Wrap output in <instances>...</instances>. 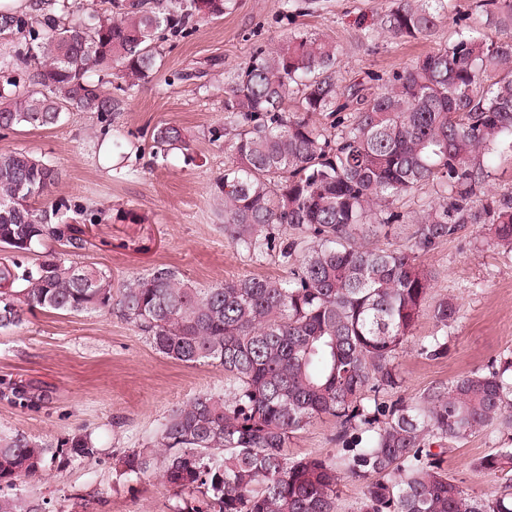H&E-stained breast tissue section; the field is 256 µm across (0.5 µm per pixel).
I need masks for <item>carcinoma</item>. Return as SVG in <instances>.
Here are the masks:
<instances>
[{"label":"carcinoma","instance_id":"1","mask_svg":"<svg viewBox=\"0 0 512 512\" xmlns=\"http://www.w3.org/2000/svg\"><path fill=\"white\" fill-rule=\"evenodd\" d=\"M228 0H120L77 19L59 0L39 14L0 13V35L17 44L0 56V129L50 128L70 112L96 118L112 134L123 91L160 69L167 37L194 22L220 18ZM450 0H393L380 19L390 40H427L448 16ZM483 23L387 78L375 91L342 88L338 51L329 36L288 33L255 51L224 77V120L209 140L230 161L213 200L224 231L253 257L275 250L288 277L245 276L198 288L158 266L118 284L74 256L83 231L62 230L61 206L44 209L58 172L25 153H0V329L37 309L67 313L116 311L160 355L224 370V395L199 393L168 415L154 447L160 480L197 493L176 512H337V488L359 482L358 512H512V493L463 492L443 466L450 442L498 425L512 436V351L484 369L395 397L403 377L400 352L426 306L435 334L417 353H448V325L460 308L431 299V274L417 255L489 224L512 253V196H487V165L512 149V0H480ZM330 120L325 125L320 117ZM152 154L186 149L184 130L153 128ZM424 186L434 196L407 218L393 208ZM416 225L410 250L361 243L364 226ZM294 232L284 243L281 234ZM68 247L24 262L45 239ZM0 397L29 407L39 396L21 380H0ZM336 420L332 456L288 457L293 435L315 417ZM65 459L90 461V435L63 442ZM439 451H433V447ZM152 451L125 452L124 478L155 466ZM59 455L31 438L0 437V512H40L18 493ZM474 468L512 481V445L478 458Z\"/></svg>","mask_w":512,"mask_h":512}]
</instances>
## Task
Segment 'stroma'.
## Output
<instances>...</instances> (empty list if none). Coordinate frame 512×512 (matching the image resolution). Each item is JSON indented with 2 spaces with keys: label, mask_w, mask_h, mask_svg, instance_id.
<instances>
[{
  "label": "stroma",
  "mask_w": 512,
  "mask_h": 512,
  "mask_svg": "<svg viewBox=\"0 0 512 512\" xmlns=\"http://www.w3.org/2000/svg\"><path fill=\"white\" fill-rule=\"evenodd\" d=\"M478 0H453V9L423 42L390 41L379 18L388 0H229L222 18L198 21L186 36L170 38L163 67L148 82L121 93L112 116L132 143L126 157L107 160L106 144L89 115L67 116L55 127L0 131V153L25 151L59 171L38 207L59 204L66 216L95 213L84 224L87 243L80 261L95 264L113 282L166 265L205 288L232 277L287 276L277 253L248 258L224 230L211 195L228 157L208 130L224 117L225 71L260 46H273L298 29L323 32L338 48L340 86L387 76L417 56L456 37L457 20L477 16ZM170 122L190 138L188 153L167 159L151 154V130ZM434 277L433 298L451 297L460 317L448 329V354L429 360L416 346L436 332L424 311L398 363L402 397L414 398L485 367L512 351V259L496 245L485 224L421 254ZM45 390L48 400L19 408L0 400V436L23 434L60 448L71 434H90L94 459L71 461L23 480L24 498L47 512H173L176 497L155 473L125 479L115 472L124 452L152 448L176 407L201 392L223 393L222 368L187 366L158 354L119 314H69L38 310L17 327L0 329V378ZM336 422L322 415L294 434L289 457L335 454ZM505 437L488 427L448 444L443 465L465 492L500 490L502 478L477 471L474 461L502 447Z\"/></svg>",
  "instance_id": "stroma-1"
}]
</instances>
